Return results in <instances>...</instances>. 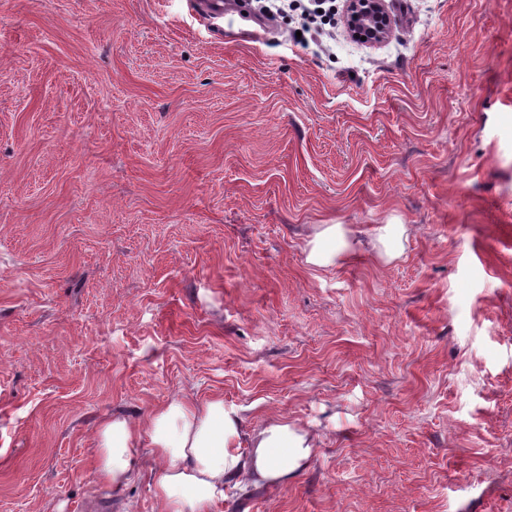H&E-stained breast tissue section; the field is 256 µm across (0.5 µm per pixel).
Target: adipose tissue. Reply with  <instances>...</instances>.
I'll return each mask as SVG.
<instances>
[{"instance_id": "ef3b65f1", "label": "adipose tissue", "mask_w": 512, "mask_h": 512, "mask_svg": "<svg viewBox=\"0 0 512 512\" xmlns=\"http://www.w3.org/2000/svg\"><path fill=\"white\" fill-rule=\"evenodd\" d=\"M361 243L345 224L317 225L305 244L306 262L327 269L349 261ZM149 441L158 464L154 494L162 512H213L232 480L248 476L252 486L287 483L313 448L309 431L285 419L246 427L238 408L215 397L199 404L177 397L152 412L144 424L115 417L94 436L98 480L119 489L139 469L140 443Z\"/></svg>"}]
</instances>
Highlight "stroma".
Returning a JSON list of instances; mask_svg holds the SVG:
<instances>
[{"label":"stroma","mask_w":512,"mask_h":512,"mask_svg":"<svg viewBox=\"0 0 512 512\" xmlns=\"http://www.w3.org/2000/svg\"><path fill=\"white\" fill-rule=\"evenodd\" d=\"M385 8L0 0V512H161L95 426L182 395L313 436L215 512H512V0ZM318 224L410 235L317 271ZM392 19L384 7V0H348L347 29L351 37L363 43H381L390 33ZM407 237L406 224H379L370 244L382 262L390 263L402 255Z\"/></svg>","instance_id":"1"}]
</instances>
